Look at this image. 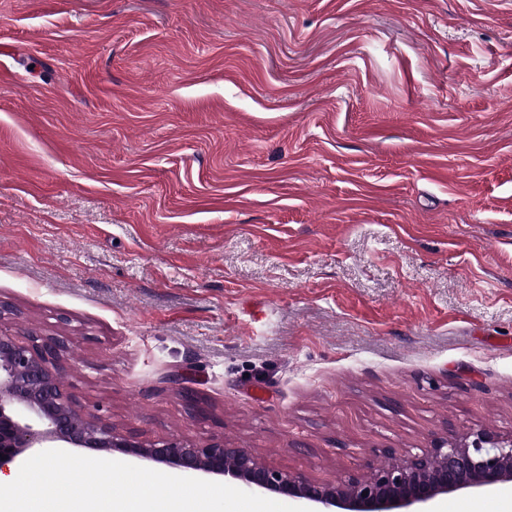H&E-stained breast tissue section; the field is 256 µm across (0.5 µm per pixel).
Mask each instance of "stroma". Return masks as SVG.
<instances>
[{
	"mask_svg": "<svg viewBox=\"0 0 512 512\" xmlns=\"http://www.w3.org/2000/svg\"><path fill=\"white\" fill-rule=\"evenodd\" d=\"M0 328L313 482L512 434V0H0Z\"/></svg>",
	"mask_w": 512,
	"mask_h": 512,
	"instance_id": "35a3bbf8",
	"label": "stroma"
}]
</instances>
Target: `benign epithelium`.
Returning a JSON list of instances; mask_svg holds the SVG:
<instances>
[{
  "label": "benign epithelium",
  "instance_id": "7a95c632",
  "mask_svg": "<svg viewBox=\"0 0 512 512\" xmlns=\"http://www.w3.org/2000/svg\"><path fill=\"white\" fill-rule=\"evenodd\" d=\"M64 349L56 336L20 340L0 329V472L34 448L119 452L185 474L222 476L244 489L300 501L312 512H427L441 496L512 481V434L487 431L440 438L419 454L371 464L365 475L336 484L274 470L245 448L142 442L75 404L59 374Z\"/></svg>",
  "mask_w": 512,
  "mask_h": 512
}]
</instances>
